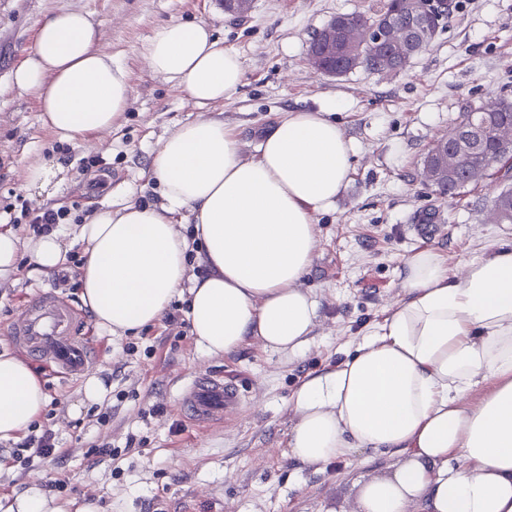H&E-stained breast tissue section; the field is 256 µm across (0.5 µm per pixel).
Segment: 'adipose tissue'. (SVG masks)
Returning <instances> with one entry per match:
<instances>
[{
    "label": "adipose tissue",
    "instance_id": "obj_1",
    "mask_svg": "<svg viewBox=\"0 0 512 512\" xmlns=\"http://www.w3.org/2000/svg\"><path fill=\"white\" fill-rule=\"evenodd\" d=\"M102 36L90 13H57L13 73L60 139L107 134L128 108L130 74L101 48ZM145 57L201 107L232 97L245 77L239 53L202 21L156 27ZM352 155L324 109L288 113L251 160L223 120L202 114L182 123L150 160L161 205L104 207L74 228L86 255L82 300L95 324L139 332L186 293L201 352L230 353L253 338L302 353L317 312L302 286L316 251L314 216L345 189ZM184 210L203 243L201 278L189 277V242L172 222ZM23 247L39 272L62 268L69 250L54 232L24 243L0 230V286L13 283ZM402 286L405 297L379 332L293 392L290 452L319 467L356 449L405 455L392 475L363 485L358 512H512V246L458 274L434 250L419 251ZM482 382L489 392L470 402ZM46 403L28 361L0 353V441L17 439Z\"/></svg>",
    "mask_w": 512,
    "mask_h": 512
}]
</instances>
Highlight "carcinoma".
I'll list each match as a JSON object with an SVG mask.
<instances>
[{
  "label": "carcinoma",
  "mask_w": 512,
  "mask_h": 512,
  "mask_svg": "<svg viewBox=\"0 0 512 512\" xmlns=\"http://www.w3.org/2000/svg\"><path fill=\"white\" fill-rule=\"evenodd\" d=\"M396 9L407 13L420 12L425 17L428 28L435 33L446 26L447 17L436 13L425 0H381L379 8L366 13V16H377L382 12L389 13ZM352 44L359 49L363 60L366 61L365 69L369 71L397 73L409 64V61L401 60L398 46L389 44L381 50L363 42L360 33L354 29L338 30L332 40L325 36V30L322 29L311 40V45L325 55L326 63L336 69L338 76L352 71L346 54V49ZM509 126H512V101L507 99L499 100L496 109L491 112L485 106H478L460 113L448 126V132L437 139L428 150L426 157H431L439 145L460 136L469 128L482 129L483 143L477 151L448 153V181L435 185L434 192L443 197L456 198L465 193L469 186L499 174L505 163L512 160V150H502L498 144L501 128ZM490 212L494 223L512 224L511 186L503 188L491 199Z\"/></svg>",
  "instance_id": "1"
}]
</instances>
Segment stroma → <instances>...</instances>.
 <instances>
[{"instance_id": "35a3bbf8", "label": "stroma", "mask_w": 512, "mask_h": 512, "mask_svg": "<svg viewBox=\"0 0 512 512\" xmlns=\"http://www.w3.org/2000/svg\"><path fill=\"white\" fill-rule=\"evenodd\" d=\"M376 2L252 0L247 16L238 18L225 12L223 0H0V230L13 227L21 240L31 236L28 225L9 220L25 206L66 208L67 221L58 227L66 235L100 206L161 203L150 157L167 134L199 114L180 88L147 65L146 39L168 22H208L240 54L243 85L210 110L236 135L244 157L255 156L264 132L285 113L328 106L354 147L347 187L314 219L316 253L302 286L318 311L304 353L291 358L251 340L209 356L196 348L186 324L161 322L114 336L84 315L83 330L100 349L90 372L109 392L102 402H82L81 381L36 367L48 401L30 431L52 430L69 454L27 466L13 461L14 443L1 442L0 512L32 485L64 512L84 502L96 512H356L363 483L399 465V458L355 450L319 473L302 466L288 446L297 422L289 399L306 373L334 366L382 323L403 297V265L414 253L433 249L457 272L512 244V224L493 223L487 210L494 179L450 199L437 195L422 173L427 151L461 112L512 101V0H453L446 28L398 73L314 71L313 34L332 17L367 12ZM66 10L96 16L132 86L111 133L78 145L44 127L36 100L11 81L33 49L39 23ZM81 158L104 159L110 184L98 187L79 173ZM36 161L58 168L50 193L24 185L23 170ZM430 213L439 214L445 230L423 242L408 226ZM71 254L61 279L34 272L29 252L20 250L17 282L0 288V330L24 298L51 286L82 307L81 245ZM225 370L245 388L241 413L220 428L193 425L179 406L182 390L199 374ZM105 443L117 456L93 454Z\"/></svg>"}]
</instances>
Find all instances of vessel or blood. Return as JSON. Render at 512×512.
<instances>
[{
	"label": "vessel or blood",
	"instance_id": "1",
	"mask_svg": "<svg viewBox=\"0 0 512 512\" xmlns=\"http://www.w3.org/2000/svg\"><path fill=\"white\" fill-rule=\"evenodd\" d=\"M78 310L55 290L32 297L14 320V343L44 368L76 379L95 362L89 338L78 331ZM245 395L236 380L221 375L196 377L182 392L181 408L200 425L223 422L243 406Z\"/></svg>",
	"mask_w": 512,
	"mask_h": 512
}]
</instances>
